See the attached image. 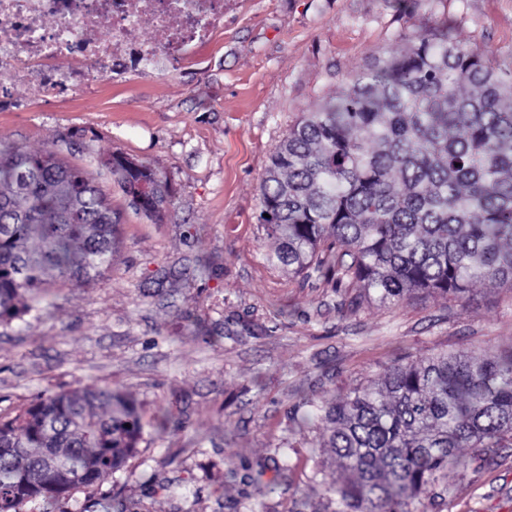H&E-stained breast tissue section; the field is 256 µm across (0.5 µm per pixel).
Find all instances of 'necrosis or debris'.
I'll list each match as a JSON object with an SVG mask.
<instances>
[{"instance_id": "1", "label": "necrosis or debris", "mask_w": 512, "mask_h": 512, "mask_svg": "<svg viewBox=\"0 0 512 512\" xmlns=\"http://www.w3.org/2000/svg\"><path fill=\"white\" fill-rule=\"evenodd\" d=\"M232 0H0V101L13 84L56 97L152 63L178 67L224 24ZM151 44L136 36L140 25ZM67 59L66 71L52 63Z\"/></svg>"}]
</instances>
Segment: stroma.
Masks as SVG:
<instances>
[{"label":"stroma","mask_w":512,"mask_h":512,"mask_svg":"<svg viewBox=\"0 0 512 512\" xmlns=\"http://www.w3.org/2000/svg\"><path fill=\"white\" fill-rule=\"evenodd\" d=\"M448 25L512 61V0H234L224 27L177 71L94 82L59 100L17 86L0 142L55 148L96 170L119 153L164 172L163 223L102 180L118 213L108 273L50 290L47 308L0 323V416L45 391L107 386L139 407L144 440L102 486L110 512H332L340 474L310 406L378 382L395 363L512 347V289L397 305L268 265L259 184L279 142L338 95L396 32ZM266 465L257 493L242 468ZM238 474H229V466ZM412 512H512V447L470 456Z\"/></svg>","instance_id":"35a3bbf8"}]
</instances>
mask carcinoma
<instances>
[{"label":"carcinoma","mask_w":512,"mask_h":512,"mask_svg":"<svg viewBox=\"0 0 512 512\" xmlns=\"http://www.w3.org/2000/svg\"><path fill=\"white\" fill-rule=\"evenodd\" d=\"M396 41L272 153L259 188V220L277 242L267 262L352 282L381 304L462 298L477 281L512 288V62L494 64L446 26ZM98 167L138 213L163 222L166 175L115 154ZM143 183L156 200H139ZM118 223L99 178L54 149L0 144V320L40 303L57 279L109 270ZM313 416L336 468L352 475L329 487L334 512H410L466 467L462 449L512 440V349L398 364ZM142 434L134 403L108 387L37 397L0 419V512L36 501L65 512L73 491L125 465Z\"/></svg>","instance_id":"1"}]
</instances>
